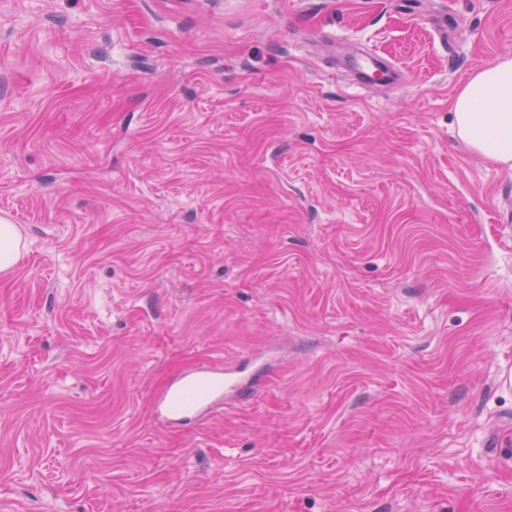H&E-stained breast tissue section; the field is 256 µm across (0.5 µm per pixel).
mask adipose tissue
I'll return each instance as SVG.
<instances>
[{
  "mask_svg": "<svg viewBox=\"0 0 512 512\" xmlns=\"http://www.w3.org/2000/svg\"><path fill=\"white\" fill-rule=\"evenodd\" d=\"M450 108L456 131L471 151L512 169V56L474 71Z\"/></svg>",
  "mask_w": 512,
  "mask_h": 512,
  "instance_id": "1",
  "label": "adipose tissue"
}]
</instances>
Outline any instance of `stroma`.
<instances>
[{
  "label": "stroma",
  "instance_id": "35a3bbf8",
  "mask_svg": "<svg viewBox=\"0 0 512 512\" xmlns=\"http://www.w3.org/2000/svg\"><path fill=\"white\" fill-rule=\"evenodd\" d=\"M506 54L512 0H0V512H512V169L450 111ZM0 272L9 271L18 262L22 249V238L14 224L0 220ZM231 369L220 366H200L169 384L157 403L160 414L186 416L208 410L224 390L237 387L231 379Z\"/></svg>",
  "mask_w": 512,
  "mask_h": 512
}]
</instances>
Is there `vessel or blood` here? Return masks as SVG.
I'll use <instances>...</instances> for the list:
<instances>
[{"mask_svg": "<svg viewBox=\"0 0 512 512\" xmlns=\"http://www.w3.org/2000/svg\"><path fill=\"white\" fill-rule=\"evenodd\" d=\"M233 385L229 368L197 367L169 384L157 403V411L170 416L206 411Z\"/></svg>", "mask_w": 512, "mask_h": 512, "instance_id": "vessel-or-blood-1", "label": "vessel or blood"}]
</instances>
